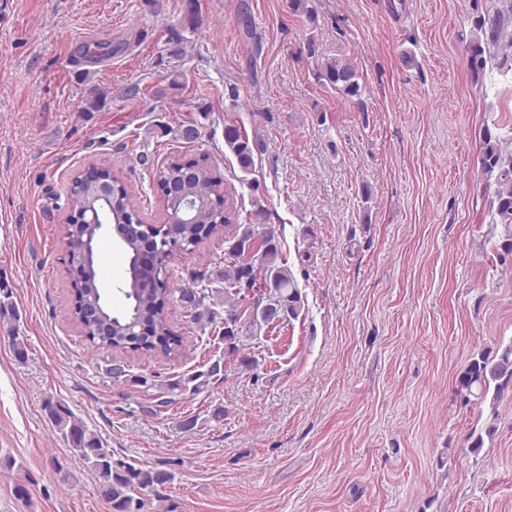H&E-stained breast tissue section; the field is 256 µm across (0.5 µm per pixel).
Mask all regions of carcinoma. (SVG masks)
<instances>
[{
  "mask_svg": "<svg viewBox=\"0 0 512 512\" xmlns=\"http://www.w3.org/2000/svg\"><path fill=\"white\" fill-rule=\"evenodd\" d=\"M471 37L463 48L464 64L474 81H497L512 75V0H494L490 6L473 0ZM308 56L316 62L314 78L324 88L343 98L363 105L365 87L353 64L339 53L322 48L316 35L304 42ZM224 145L232 152L241 172L249 174L254 167L255 146L235 125L224 126ZM478 168L485 188L493 190L494 204L491 223L501 225L503 242L500 249L512 255V137L498 132L497 126H487L482 132ZM192 192L201 209V222L189 225L152 228L157 264L139 268L135 255L141 242L128 239L123 247L124 288L127 301L121 313L106 316L110 334L101 336L90 324L83 325L86 337L96 348L132 351L146 357L178 353L183 338L175 333L168 318V305L174 293L187 303L199 307L210 298L208 288L194 283L189 288L174 290L168 286L163 272L170 267L177 253H191L204 240L224 233V312L207 306L195 315V322L212 324L226 314L232 328L224 329V340L230 352L238 350L242 337L265 320L260 310L264 291L278 298V304L288 317L298 318L302 307L296 280L282 262L276 230L265 224H236L229 210H224L222 223H217L216 211L227 202L223 182L202 170ZM137 212L132 192L120 186L112 202V212L103 214L105 222L111 214L121 216ZM97 274L84 276V288L78 297L97 304L101 299L96 286ZM151 327V335L139 336L137 324ZM10 343L18 360L27 355V338L14 326L9 328ZM456 394L464 404H487L497 411L500 403L512 399V339L496 351L485 350L472 355L457 379ZM43 412L55 432L69 445L72 453L93 473L96 492L109 506L110 512H143L145 502L139 493L154 490L174 478L166 470L143 468L131 463H115L112 452L99 436L62 401L47 400Z\"/></svg>",
  "mask_w": 512,
  "mask_h": 512,
  "instance_id": "obj_1",
  "label": "carcinoma"
}]
</instances>
